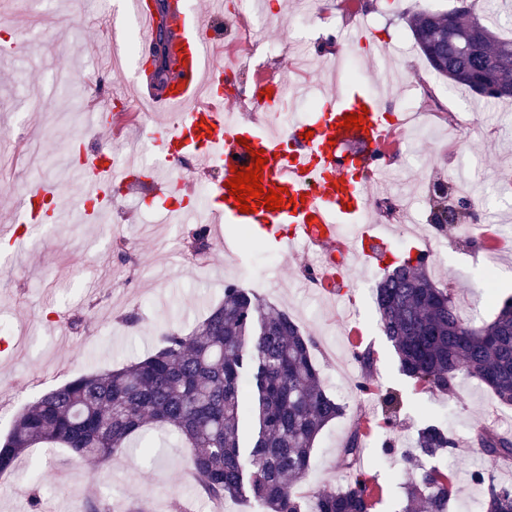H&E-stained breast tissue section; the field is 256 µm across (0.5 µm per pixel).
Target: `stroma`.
I'll return each mask as SVG.
<instances>
[{"instance_id": "obj_1", "label": "stroma", "mask_w": 512, "mask_h": 512, "mask_svg": "<svg viewBox=\"0 0 512 512\" xmlns=\"http://www.w3.org/2000/svg\"><path fill=\"white\" fill-rule=\"evenodd\" d=\"M456 4L366 0L365 10L377 19L366 27L370 44L365 47L353 27L335 19L333 0H314L308 29L319 35L334 28L332 59L316 46L309 68L294 70L290 44L271 62L270 72L294 85L297 96L322 100L331 91L335 60L353 54L358 74L348 85L380 95L386 112L397 111L408 97L420 111L432 112L439 106L438 93L456 91L450 110L461 116L463 126L453 131L442 122L414 129V160L395 165L391 185L373 186L371 197H393L410 217L406 224H380L389 252L398 257L410 248L433 250L429 275L438 287L452 289L462 319L483 322L512 296V238L501 242L493 269H486L480 233L467 222L438 230L422 198L428 186L461 180L470 187L476 219L486 222L484 232L496 235L501 224L512 225V99L496 101L494 111L476 116L481 96L438 76L411 35L413 14ZM118 8V0H10L0 12V28L13 32L11 44L0 45V223L19 214L24 193L38 183L57 186L62 207H71L77 194L73 146L88 150L112 143L115 132L89 125V95L99 84L126 88L132 76L127 68L103 67L107 17ZM385 57L403 80L384 96L374 76ZM194 205V199H186L181 223H173L162 201L142 188L111 203L101 223L29 225L18 252L0 239V324L7 326L10 343L0 350V437L19 409L49 390L86 372L138 361L154 350L163 331L193 327L222 301L225 284L236 283L287 311L313 338L324 388L345 406L315 445L304 490L345 486L349 471L341 450L357 423L365 421L371 428L362 438V456L371 462L377 486L373 512H402L405 487L419 475L406 454L417 429L428 422L445 426L459 445L456 455L436 461L454 472L449 512H480L483 494L471 479L475 470H492L499 482L512 485V464L492 462L473 445L483 426L512 434V406L500 404L488 387L464 373L445 393L418 388L402 374L373 299L382 264L351 258L344 288L336 293L314 288L306 273L318 264L319 254H277L249 232L225 224L210 225L205 258L172 255L166 243L194 230ZM118 239L127 245L126 256L113 246ZM76 314L83 322L75 328L70 319ZM130 315L136 323H127ZM356 348L371 351L370 369L353 358ZM365 373L376 392H392L400 400L391 430L378 427L379 402L360 399L354 389ZM144 442L152 455L142 453ZM94 497L116 512L139 498L147 500L151 512L202 508L185 450L169 430L147 431L106 469L61 448H34L0 477V512H86Z\"/></svg>"}]
</instances>
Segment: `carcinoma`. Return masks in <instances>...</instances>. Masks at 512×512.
<instances>
[{"instance_id":"1","label":"carcinoma","mask_w":512,"mask_h":512,"mask_svg":"<svg viewBox=\"0 0 512 512\" xmlns=\"http://www.w3.org/2000/svg\"><path fill=\"white\" fill-rule=\"evenodd\" d=\"M411 33L430 67L456 86L475 90L473 79L512 84V37L503 38L479 14L422 11ZM152 85L163 91L178 60L152 61ZM208 229L194 230L187 250L206 254ZM383 334L401 371L414 383L448 392L461 372L478 378L512 406V298L493 320H462L451 293L409 255L389 265L375 288ZM314 342L282 310L237 284L190 331L169 329L142 360L83 374L25 406L0 440V473L13 471L31 448H65L81 460L105 464L133 437L151 427L175 431L188 450L201 492L211 499L251 496L263 512H371V478L350 474L340 490L302 493L289 480L305 478L323 429L344 414L324 389L312 355ZM478 445L499 459L512 458V437L485 429ZM448 430L427 423L418 430L409 460L453 455ZM358 434L342 456L354 467ZM406 487L402 512H448L453 477L420 467ZM483 486L482 512H512V486L489 471L473 472Z\"/></svg>"}]
</instances>
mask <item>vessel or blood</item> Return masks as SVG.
I'll list each match as a JSON object with an SVG mask.
<instances>
[{"label":"vessel or blood","instance_id":"vessel-or-blood-1","mask_svg":"<svg viewBox=\"0 0 512 512\" xmlns=\"http://www.w3.org/2000/svg\"><path fill=\"white\" fill-rule=\"evenodd\" d=\"M126 12L143 25L141 47H149L156 35L158 17L143 0H124ZM178 24L188 51V64L179 83L180 90L163 98H149L150 111L165 112L168 122L149 130L152 144L162 162L154 167L152 184L164 189L167 199L183 196L187 176L180 169L190 161L195 171L218 172L211 184L199 217L205 224L249 226L284 253H297L309 246L335 245L337 230L346 224L361 225L357 240L366 257L386 259L384 241L371 234L362 222L369 211L366 185L353 178L354 170L380 168L377 149L386 124L377 97L337 87L322 111L290 118L287 127L271 122L244 125L232 112L203 105L210 87L224 82L227 72L217 62L224 49L221 39L223 18L195 21L191 13H180ZM274 81H267L253 96L252 109L258 113L276 110L280 101ZM359 114L363 126L345 128V116ZM263 151L265 162L257 164L255 151ZM260 166L264 188L284 187L289 199L279 210L258 205L240 212L228 182L234 171ZM78 205L102 200L106 188L121 179L107 149L89 150L74 169Z\"/></svg>","mask_w":512,"mask_h":512}]
</instances>
